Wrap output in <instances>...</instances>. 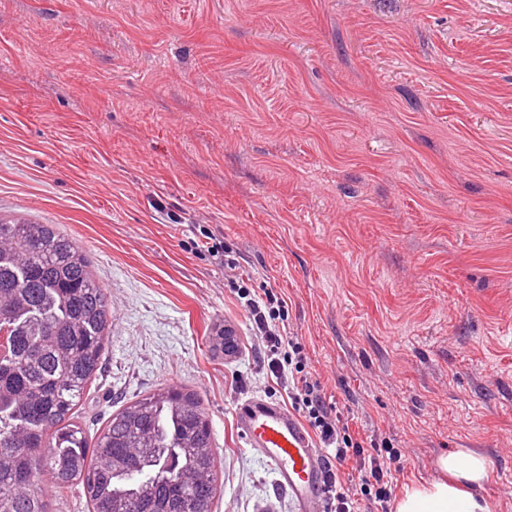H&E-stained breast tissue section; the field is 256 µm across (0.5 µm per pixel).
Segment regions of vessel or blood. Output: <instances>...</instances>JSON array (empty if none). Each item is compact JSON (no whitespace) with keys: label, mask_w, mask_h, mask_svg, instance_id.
Here are the masks:
<instances>
[{"label":"vessel or blood","mask_w":512,"mask_h":512,"mask_svg":"<svg viewBox=\"0 0 512 512\" xmlns=\"http://www.w3.org/2000/svg\"><path fill=\"white\" fill-rule=\"evenodd\" d=\"M236 423L298 512H319L328 479L325 456L297 415L283 404L256 398L239 408Z\"/></svg>","instance_id":"obj_1"}]
</instances>
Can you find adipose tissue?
<instances>
[{"label": "adipose tissue", "mask_w": 512, "mask_h": 512, "mask_svg": "<svg viewBox=\"0 0 512 512\" xmlns=\"http://www.w3.org/2000/svg\"><path fill=\"white\" fill-rule=\"evenodd\" d=\"M444 481L418 485L405 491L396 512H490L480 493L489 470L486 457L469 448H459L438 460Z\"/></svg>", "instance_id": "obj_1"}]
</instances>
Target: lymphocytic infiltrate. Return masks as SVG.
<instances>
[{
    "instance_id": "obj_1",
    "label": "lymphocytic infiltrate",
    "mask_w": 512,
    "mask_h": 512,
    "mask_svg": "<svg viewBox=\"0 0 512 512\" xmlns=\"http://www.w3.org/2000/svg\"><path fill=\"white\" fill-rule=\"evenodd\" d=\"M237 294L292 409L307 422L335 463L329 472L323 512H360L364 500L374 504L377 512H391L393 467L401 458L400 452L384 443L365 452L361 442L350 433L343 413L328 408L320 380L307 369L305 346L286 333L287 302L281 294L245 284L239 285ZM351 460L358 471V486L354 489L346 486L338 471L340 464Z\"/></svg>"
}]
</instances>
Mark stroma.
I'll use <instances>...</instances> for the list:
<instances>
[{
  "instance_id": "35a3bbf8",
  "label": "stroma",
  "mask_w": 512,
  "mask_h": 512,
  "mask_svg": "<svg viewBox=\"0 0 512 512\" xmlns=\"http://www.w3.org/2000/svg\"><path fill=\"white\" fill-rule=\"evenodd\" d=\"M1 214L60 225L109 292L88 437L193 389L212 512L296 509L235 425L288 396L207 230L400 451L395 495L472 448L512 512V0H0ZM203 238L205 241H201V244L195 242L196 248L204 249L206 252H208L216 261H218L219 264L224 266L225 272L231 274L227 276H229L232 281L238 284L236 275H234L236 270L235 259L230 258V255L224 252V242L220 240L217 242V238L208 231L203 233Z\"/></svg>"
}]
</instances>
